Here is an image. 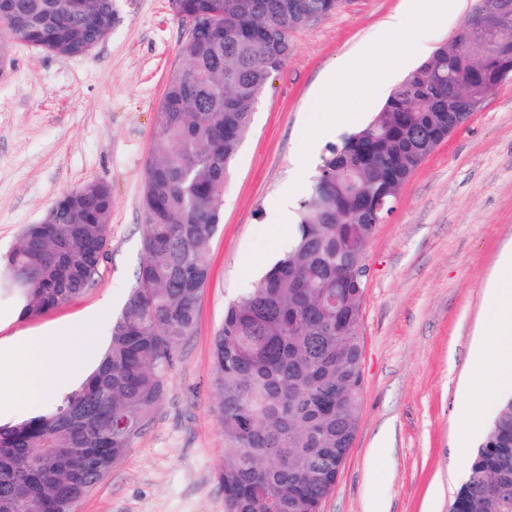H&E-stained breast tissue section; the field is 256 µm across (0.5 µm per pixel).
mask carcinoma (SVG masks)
<instances>
[{"mask_svg":"<svg viewBox=\"0 0 512 512\" xmlns=\"http://www.w3.org/2000/svg\"><path fill=\"white\" fill-rule=\"evenodd\" d=\"M339 0H170L174 16L209 20L179 46L157 112L140 197L142 262L99 367L53 409L0 424V512H65L130 452L194 334L222 221L229 165L253 108L288 60L290 32ZM16 40L64 58L109 37L117 0H0ZM512 76L491 59L440 46L360 130L325 148L291 241L224 310L213 385L224 430V512H320L360 414L362 304L354 276L412 173L448 138V88L488 96ZM52 223L31 224L0 256V301L31 317L92 283L112 222V189L89 181L59 196ZM448 512H512V398L467 464Z\"/></svg>","mask_w":512,"mask_h":512,"instance_id":"carcinoma-1","label":"carcinoma"}]
</instances>
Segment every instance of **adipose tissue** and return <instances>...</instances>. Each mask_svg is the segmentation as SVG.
I'll list each match as a JSON object with an SVG mask.
<instances>
[{"instance_id": "1", "label": "adipose tissue", "mask_w": 512, "mask_h": 512, "mask_svg": "<svg viewBox=\"0 0 512 512\" xmlns=\"http://www.w3.org/2000/svg\"><path fill=\"white\" fill-rule=\"evenodd\" d=\"M425 14L424 24H415L417 14ZM442 14H428L422 0H405L403 8L389 15L379 26L372 41L360 51L361 56L385 54L386 61L379 80L363 86L352 67L351 60L339 62L329 81L319 90L320 99L329 98L338 83L353 88H367L375 94L382 90L398 73L405 59L411 58L427 40V30L438 25ZM495 305L486 325L488 340L473 348V364L480 374L483 387L495 392L512 390V253L503 260V271L494 293ZM78 330L72 326H57L31 333L19 339L0 343V388L10 389L21 383L16 370L26 367L30 376L26 383L34 393L35 401L50 395L51 388L38 371L43 361H51L58 380H82L87 376L83 345L77 339Z\"/></svg>"}]
</instances>
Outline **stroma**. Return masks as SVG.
I'll return each mask as SVG.
<instances>
[{
	"label": "stroma",
	"mask_w": 512,
	"mask_h": 512,
	"mask_svg": "<svg viewBox=\"0 0 512 512\" xmlns=\"http://www.w3.org/2000/svg\"><path fill=\"white\" fill-rule=\"evenodd\" d=\"M401 5L341 0L291 32L290 56L259 96L225 178L196 330L132 450L77 512H224L213 339L227 304L288 245L272 201L288 188L299 201L311 192L302 125L322 80ZM186 35L169 0H135L86 56L63 60L14 44V64L0 75V255L59 195L89 180L111 187L112 224L93 285L26 319L0 304L1 340L82 321L92 351L108 344L140 266L145 162ZM511 252L512 77L420 164L367 245L358 430L321 512H448L483 438L460 440L465 390Z\"/></svg>",
	"instance_id": "1"
}]
</instances>
